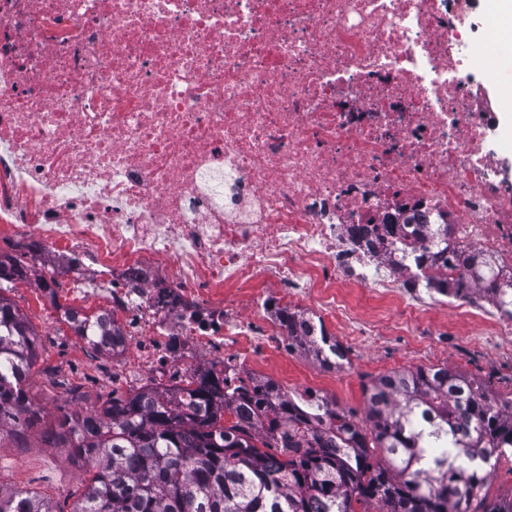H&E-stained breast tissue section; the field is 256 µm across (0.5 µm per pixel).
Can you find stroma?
<instances>
[{
	"label": "stroma",
	"instance_id": "stroma-1",
	"mask_svg": "<svg viewBox=\"0 0 512 512\" xmlns=\"http://www.w3.org/2000/svg\"><path fill=\"white\" fill-rule=\"evenodd\" d=\"M6 296L26 316L37 339V358L27 390L42 409V424L27 430L21 440L0 437V488L36 493L68 510L91 474L75 461L70 449L45 444L42 426L50 425L60 411L92 407L111 393H127L143 382L135 378L113 384L111 352L78 344L59 309L71 305L86 313L88 304L73 303L62 292L53 298L40 297L16 285ZM326 330L348 350L343 367L329 370L304 351L289 349L274 368L261 370V378L297 395L316 381L332 383L330 400L359 420L365 417V387L376 377L402 368L445 364L491 379L493 389L500 393L512 390V342H484L475 328L458 333L452 315L444 310L418 322L410 336H391L383 329L374 335L351 334L332 324Z\"/></svg>",
	"mask_w": 512,
	"mask_h": 512
}]
</instances>
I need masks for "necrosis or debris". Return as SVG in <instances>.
<instances>
[{
	"mask_svg": "<svg viewBox=\"0 0 512 512\" xmlns=\"http://www.w3.org/2000/svg\"><path fill=\"white\" fill-rule=\"evenodd\" d=\"M475 0H0V240L119 327L112 379L264 367L278 314L410 336L444 243L512 276ZM415 217L416 226L403 217ZM487 340L512 317L451 303Z\"/></svg>",
	"mask_w": 512,
	"mask_h": 512,
	"instance_id": "1",
	"label": "necrosis or debris"
}]
</instances>
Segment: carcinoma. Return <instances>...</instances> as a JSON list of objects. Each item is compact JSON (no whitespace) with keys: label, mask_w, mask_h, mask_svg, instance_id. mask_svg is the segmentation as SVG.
<instances>
[{"label":"carcinoma","mask_w":512,"mask_h":512,"mask_svg":"<svg viewBox=\"0 0 512 512\" xmlns=\"http://www.w3.org/2000/svg\"><path fill=\"white\" fill-rule=\"evenodd\" d=\"M471 271V284L512 315V280H487V260L449 246L419 260ZM24 266L0 260V434L37 411L26 382L37 358L24 314L1 295ZM432 291L470 292L438 280ZM77 335L97 349L116 326L72 312ZM281 323L291 344L337 367L348 351L322 325L295 312ZM206 375L182 388L142 387L86 413L64 412L45 432L93 464L71 512H512V497L482 493L491 460L512 453V399L489 382L446 366L405 368L366 389V424L308 393L295 401L270 380L228 383ZM0 512H56L25 491H0Z\"/></svg>","instance_id":"carcinoma-1"}]
</instances>
